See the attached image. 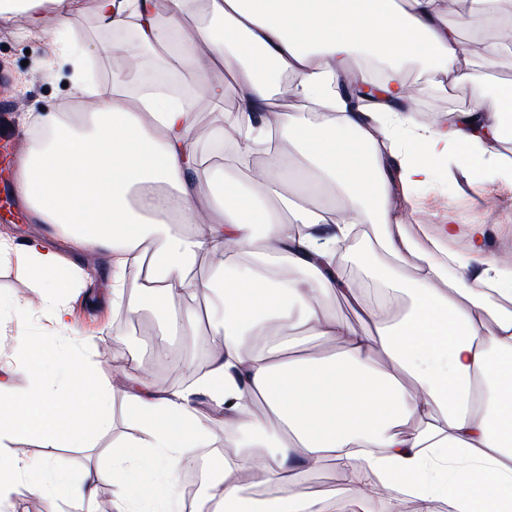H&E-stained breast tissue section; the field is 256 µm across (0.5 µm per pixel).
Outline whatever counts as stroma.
<instances>
[{
    "label": "stroma",
    "instance_id": "35a3bbf8",
    "mask_svg": "<svg viewBox=\"0 0 512 512\" xmlns=\"http://www.w3.org/2000/svg\"><path fill=\"white\" fill-rule=\"evenodd\" d=\"M70 24L101 79L111 78L119 53L131 51L132 43L122 44L116 53H100L101 45L111 43L112 29L97 18L93 0H78ZM27 25L26 15L20 13L0 17V75L9 82L7 95L12 102L10 112L0 119V148L8 147L11 153L9 160H0V175L7 179L14 176L13 158L27 137L18 123L19 115L31 110L63 107L70 92L68 66L60 62L50 68L44 65L51 52L49 35H25ZM403 70L406 79L422 86L413 109L416 121L427 126L437 125L442 115L471 104L482 85L504 77L512 81V72L504 76L488 69L475 83L439 88L425 84L424 66L420 61L405 62ZM485 196L496 197V205L485 207L481 202ZM397 215L404 230L418 237L436 234L440 224L455 218L458 234L449 246L460 252L469 248L473 224H484L487 254L502 260L512 259V186L502 184L493 170L476 174L464 167H451L439 171L430 184L419 190L415 203H399ZM108 270L106 257L93 251L82 256L78 269L70 274L73 286L64 303L71 315L68 330L61 333L52 324L51 310L45 302L47 291L37 287L31 271L13 261L0 264V292L19 298L29 310L24 322L0 320V364L13 366V385L22 388L28 384L26 370L17 366L16 350L23 339L29 338L40 344H63L72 348L78 357L94 364L101 380L113 388L124 386L130 368H142L155 347L165 342L181 349L185 376L177 383L156 379V386L171 394L190 386V377L196 372L193 349L203 342V335L171 336L165 340L155 335L159 317L133 280L125 290V297L129 305L137 307V319L149 329L147 335H136L112 312V279ZM143 436L142 426L129 414L122 396L118 395L113 400L110 430L94 438L91 447L82 450L45 448L38 441L20 438L10 451L31 461L51 459L59 469L77 478L85 469L107 467L115 445Z\"/></svg>",
    "mask_w": 512,
    "mask_h": 512
}]
</instances>
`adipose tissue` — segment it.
Masks as SVG:
<instances>
[{"mask_svg": "<svg viewBox=\"0 0 512 512\" xmlns=\"http://www.w3.org/2000/svg\"><path fill=\"white\" fill-rule=\"evenodd\" d=\"M470 2L452 24L441 0H209L208 22L188 28L199 0H169L163 18L155 0H96L98 18L135 29L142 48L175 44L213 107L234 92L245 140L224 167L266 172L246 196L233 182H215L199 156L196 104L131 93L129 69L89 80L67 26L74 0H0V14L23 12L35 32L55 18V56L72 68L73 100L71 110L23 118L29 137L15 187L31 221L50 231L17 247L1 240L0 261L27 266L42 287L65 288L75 257L107 255L116 294L134 274L169 331L205 330L220 346L181 393L130 378L124 400L151 456L124 452L74 484L47 460H0V512L31 475L34 492L66 484L77 505L108 480L117 489L112 512H183L182 454L208 436L201 396L223 412L233 451L196 512H328L303 479L331 464L346 478L345 512H362L375 497L392 500L395 512H433L438 501L452 512H512V264L486 258L479 231L466 252L447 250L453 222L438 236L412 237L395 208L451 164L492 168L512 185V157L501 151L512 141L511 82L445 125L423 127L405 113L401 61L419 56L431 82L466 84L476 70L461 54L460 30L512 27V0ZM374 56L387 60L376 97L351 106L334 83L351 70L370 81L364 63ZM278 74L296 79L305 110L280 112L273 127L266 114ZM273 136L288 142L291 161L270 151L255 158ZM292 162L332 206L285 195ZM201 216L204 236L190 229ZM361 235L373 243L363 268L376 290L332 275L342 244ZM406 262L408 279L395 273ZM340 298L361 326L337 316ZM402 300L405 311L394 314ZM312 340L323 345L319 355L301 350ZM57 361L76 388L62 390L40 371L23 390L0 381V443L26 432L52 447H80L109 427L112 394L95 370L63 352ZM260 402L267 412L258 420ZM142 470L161 474L164 491L128 487L127 476ZM248 489L259 497L245 498Z\"/></svg>", "mask_w": 512, "mask_h": 512, "instance_id": "1", "label": "adipose tissue"}]
</instances>
